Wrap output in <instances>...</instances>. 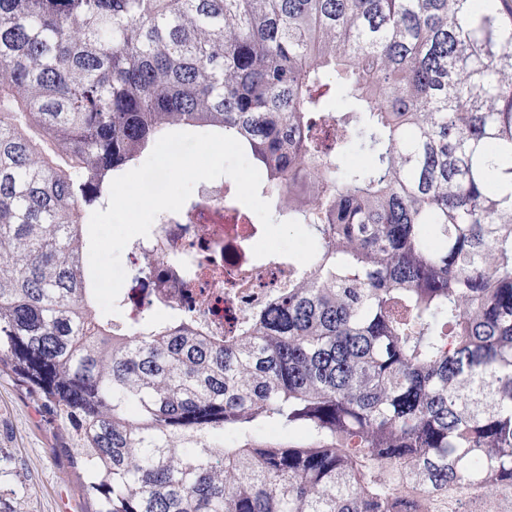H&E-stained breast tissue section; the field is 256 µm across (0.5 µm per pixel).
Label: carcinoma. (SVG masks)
Segmentation results:
<instances>
[{"instance_id": "obj_1", "label": "carcinoma", "mask_w": 512, "mask_h": 512, "mask_svg": "<svg viewBox=\"0 0 512 512\" xmlns=\"http://www.w3.org/2000/svg\"><path fill=\"white\" fill-rule=\"evenodd\" d=\"M185 129L317 243L229 336L95 305L91 214ZM6 360L91 512H512L509 0H0Z\"/></svg>"}]
</instances>
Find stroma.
Returning a JSON list of instances; mask_svg holds the SVG:
<instances>
[{"label": "stroma", "mask_w": 512, "mask_h": 512, "mask_svg": "<svg viewBox=\"0 0 512 512\" xmlns=\"http://www.w3.org/2000/svg\"><path fill=\"white\" fill-rule=\"evenodd\" d=\"M65 439L41 400L1 366L0 512H87L82 474L57 451Z\"/></svg>", "instance_id": "1"}]
</instances>
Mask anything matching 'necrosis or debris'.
<instances>
[{"label":"necrosis or debris","mask_w":512,"mask_h":512,"mask_svg":"<svg viewBox=\"0 0 512 512\" xmlns=\"http://www.w3.org/2000/svg\"><path fill=\"white\" fill-rule=\"evenodd\" d=\"M235 193L230 180L200 182L189 206L159 214L148 236L128 243L127 281L145 272L152 284L119 294L125 324L148 311L186 313L220 336L286 287L287 257H252L261 227Z\"/></svg>","instance_id":"4bbe7bcc"}]
</instances>
